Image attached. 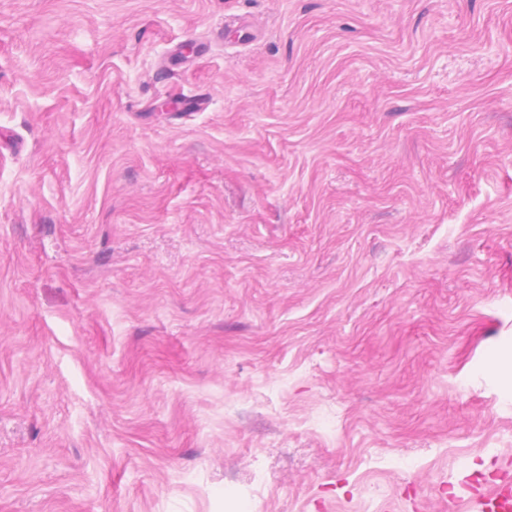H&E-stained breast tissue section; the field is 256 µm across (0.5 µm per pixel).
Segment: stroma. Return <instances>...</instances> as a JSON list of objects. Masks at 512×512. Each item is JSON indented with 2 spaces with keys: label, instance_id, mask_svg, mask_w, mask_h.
I'll return each mask as SVG.
<instances>
[{
  "label": "stroma",
  "instance_id": "35a3bbf8",
  "mask_svg": "<svg viewBox=\"0 0 512 512\" xmlns=\"http://www.w3.org/2000/svg\"><path fill=\"white\" fill-rule=\"evenodd\" d=\"M508 350L512 0H0V512H470Z\"/></svg>",
  "mask_w": 512,
  "mask_h": 512
}]
</instances>
